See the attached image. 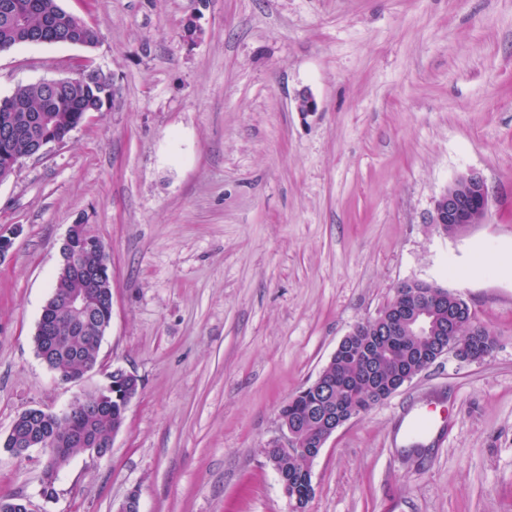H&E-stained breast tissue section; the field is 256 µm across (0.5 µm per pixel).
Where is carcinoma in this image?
Returning a JSON list of instances; mask_svg holds the SVG:
<instances>
[{
  "instance_id": "obj_1",
  "label": "carcinoma",
  "mask_w": 512,
  "mask_h": 512,
  "mask_svg": "<svg viewBox=\"0 0 512 512\" xmlns=\"http://www.w3.org/2000/svg\"><path fill=\"white\" fill-rule=\"evenodd\" d=\"M42 39L94 48L99 36L97 30L64 10L59 0H0V49L30 45ZM46 89L43 82L19 85L5 100L20 107V111L0 107V133L11 131L6 141L8 157L17 163L7 166L0 156V180L9 179L19 168L24 157L31 153L33 142L42 135L65 139L82 123L89 112H101L104 98H112L114 87L109 76L96 71L89 78L75 81L65 90L51 111H43ZM96 234L89 224L83 225L75 235L71 252L82 270H73L59 263L55 291L48 300L50 308L45 317L56 327L52 339L42 334L34 337L37 354L45 356L52 370L59 377H69L97 363L98 351L89 340L94 335V321L112 296V282L90 272L103 260L100 250L91 247ZM78 291L88 300V323L77 324L66 307L69 293ZM450 328L469 340L470 357L481 361L494 350L495 334L476 321L475 313L463 299L448 294V305L441 312ZM422 346L405 333L391 332L375 336L366 342L351 346L349 352L323 369V373L336 383L332 393V406L338 410L361 413L389 398L385 386L398 372L408 369L420 354ZM343 378L356 382L351 390L340 383ZM317 403L299 390L281 408V413L298 420L300 437L307 443L320 439L321 428L316 421ZM118 403H113L95 415L72 410L69 423L60 422L57 427L84 429L105 444L111 437L112 427L122 417ZM268 463L281 467L282 480L288 481V489L299 496L300 508H305L311 494L309 449L300 448L288 458L276 448L264 449Z\"/></svg>"
}]
</instances>
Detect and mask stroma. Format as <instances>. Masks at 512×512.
<instances>
[{
  "label": "stroma",
  "instance_id": "35a3bbf8",
  "mask_svg": "<svg viewBox=\"0 0 512 512\" xmlns=\"http://www.w3.org/2000/svg\"><path fill=\"white\" fill-rule=\"evenodd\" d=\"M60 4L98 45L0 50V98L84 58L116 94L0 182V229L17 232L0 258V439L113 369L142 388L110 453L72 458L53 497L39 450L0 449V493L35 512H117L133 488L140 512H291L264 455L281 407L421 280L497 345L438 360L336 431L306 512H512V0ZM472 169L484 223L436 231V200ZM73 224L112 265V320L79 385L34 345ZM428 393L451 423L409 455L397 427Z\"/></svg>",
  "mask_w": 512,
  "mask_h": 512
}]
</instances>
